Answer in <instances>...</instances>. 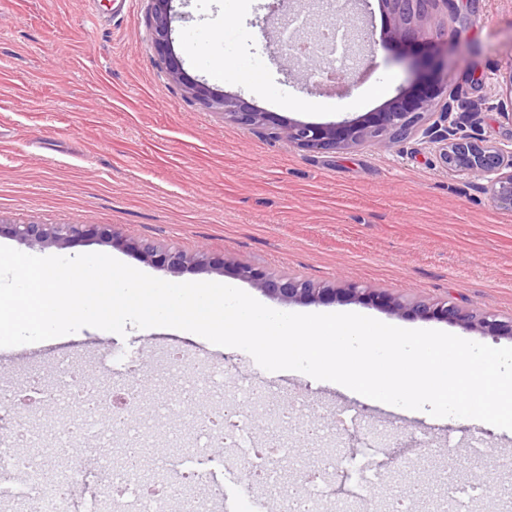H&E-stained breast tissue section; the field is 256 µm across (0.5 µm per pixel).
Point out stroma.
Masks as SVG:
<instances>
[{
	"instance_id": "obj_1",
	"label": "stroma",
	"mask_w": 512,
	"mask_h": 512,
	"mask_svg": "<svg viewBox=\"0 0 512 512\" xmlns=\"http://www.w3.org/2000/svg\"><path fill=\"white\" fill-rule=\"evenodd\" d=\"M0 0V222L111 224L136 241L212 254L317 284L357 282L405 302H454L480 315L512 320V212L497 209L475 179L446 170L430 149L407 142L396 152L375 145L345 151L301 150L268 132H247L202 111L164 75L153 48L148 0ZM272 0H174L175 50L185 71L214 89L244 98L282 119L328 123L379 111L400 89L418 82L406 58L416 43L393 42L363 53L348 89L309 83L305 70H282L280 48L267 38L300 13L316 22L311 0L271 13ZM458 15L441 16L452 36L448 92L477 104L474 131L492 142L512 139V125L493 105L512 68V0H457ZM223 35L213 39V26ZM224 76L212 78V60ZM0 245L35 256L104 253L170 282H226L262 304L300 314L358 313L413 329L444 331L492 347L512 338L423 321L359 303L280 302L230 274L185 270L166 274L135 253L96 240L67 248L31 247L2 236ZM68 348L71 367L124 387L129 370L149 366L140 382L146 399L137 414L151 466L167 471L164 508L173 512L179 474H211L212 485L237 490L283 512L284 490L300 470L323 460L367 456L382 481L372 501L356 497L342 468L325 474L316 512H393L404 489L420 483L429 496L448 492L449 479L484 494L472 512H512V431L448 417L410 416L362 403L295 371H267L247 352L213 349L171 328H128L126 336L85 327L24 345V361L0 354V376L23 387L30 370L52 376ZM192 371L224 370L223 399L236 381H252L271 403L252 416L262 440L276 429L275 406L305 403L310 424L327 434L304 440L288 432L292 458L277 462L280 483L253 484L237 449L206 448L182 459L170 454L171 431L187 422L181 410L152 418L149 399L175 389L172 359Z\"/></svg>"
}]
</instances>
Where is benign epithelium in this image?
Listing matches in <instances>:
<instances>
[{"instance_id":"1","label":"benign epithelium","mask_w":512,"mask_h":512,"mask_svg":"<svg viewBox=\"0 0 512 512\" xmlns=\"http://www.w3.org/2000/svg\"><path fill=\"white\" fill-rule=\"evenodd\" d=\"M390 15V27L371 49L388 41L416 42L428 53L413 62L421 82L401 90L379 112L329 124L285 122L270 112H262L234 95L214 92L206 83L190 77L176 55L172 38L173 0H150L151 39L167 78L183 87L185 93L208 112H217L244 130H269L277 138L301 149L347 150L364 144H379L393 149L416 139L435 149L440 164L447 170L480 180L479 187L490 195L494 205L512 212V141L488 142L469 132L477 118L475 112L455 113L454 101L441 99L447 90L444 71L448 68V41L437 32L440 25L430 6L442 4L445 11H457L455 0H380ZM325 26L346 32L349 42L357 36L356 21L345 13H334ZM331 46L326 34L301 40L298 54L285 57V63L306 62L308 71L325 75L324 82L341 83L346 74L325 67ZM504 88L496 109L512 125V68L503 80ZM7 235L28 245L74 246L96 239L115 247L134 250L153 267L166 272L187 269L207 271L230 268L234 276L258 285L264 292L284 302L361 303L383 310L430 321L462 326H477L483 334L512 337V321L486 312L476 318L456 304L446 301L404 303L385 290L349 283L342 288L316 285L288 275H275L247 264L228 263L199 248L188 253L176 247L141 244L123 237L110 224H5L0 221V236Z\"/></svg>"}]
</instances>
